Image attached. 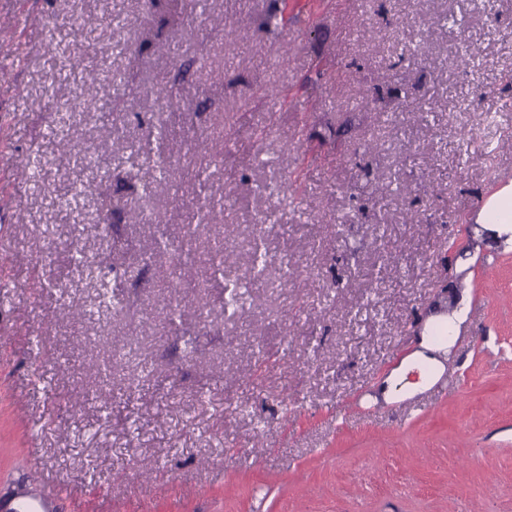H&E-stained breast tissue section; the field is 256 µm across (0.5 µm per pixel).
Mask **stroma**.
<instances>
[{"label": "stroma", "mask_w": 512, "mask_h": 512, "mask_svg": "<svg viewBox=\"0 0 512 512\" xmlns=\"http://www.w3.org/2000/svg\"><path fill=\"white\" fill-rule=\"evenodd\" d=\"M186 24L198 35L178 41ZM465 42L481 59L470 76L451 63ZM75 47L129 83L88 87L98 109L66 119L51 98L82 82L64 59ZM0 75L21 89L0 95V496L32 488L83 512H512V248L475 222L512 181V10L29 0L22 15L0 0ZM162 78L183 92L160 129L138 116ZM201 138L229 144L223 163L194 152ZM67 140L91 163L65 159ZM167 153L157 182L135 176ZM73 183L91 206L57 213ZM107 194L124 201L109 229ZM146 196L163 223L144 222ZM211 201L226 224L261 225L270 285L227 319L210 282L189 302L218 321L152 329L169 259L146 254L190 224L207 271L219 243L197 213ZM51 224L68 234L44 263ZM75 248L124 294L79 326L57 317L93 289ZM460 305L438 382L385 402L379 385L427 315ZM139 358L154 372L130 394Z\"/></svg>", "instance_id": "stroma-1"}]
</instances>
